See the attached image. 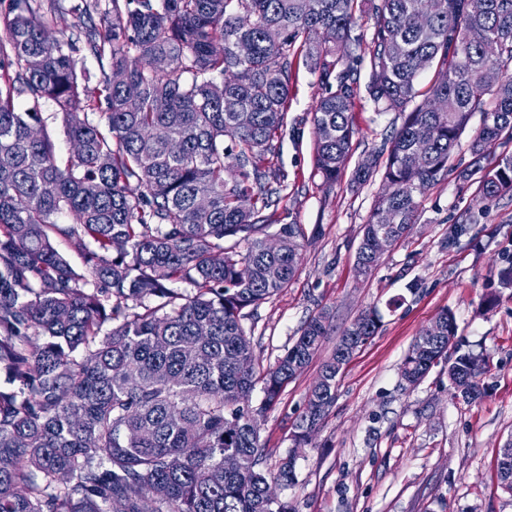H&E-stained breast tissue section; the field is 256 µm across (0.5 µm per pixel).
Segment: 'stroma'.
<instances>
[{
  "mask_svg": "<svg viewBox=\"0 0 512 512\" xmlns=\"http://www.w3.org/2000/svg\"><path fill=\"white\" fill-rule=\"evenodd\" d=\"M321 95L316 76L296 64L290 76L286 124L274 159L283 184L274 226L302 225L298 271L287 288L243 321L265 373L314 314L326 311L329 334L278 403L259 412L268 471L292 453L291 435L308 389L343 330L369 308L381 318L375 336L345 366L336 403L310 445L297 453V482L276 486L295 512H512V495L497 478L500 449L512 440V288L501 269L512 267V197L483 199L477 178L449 170L418 196V220L364 277L356 252L383 190L381 175L351 186L349 174L382 148L403 115L379 110L360 92L352 112L355 135L344 178L330 183L316 171L312 113ZM466 233L449 240L451 228ZM456 318L468 349L484 352L486 394L476 404L457 399L448 365L434 366L407 386L400 365L420 332L442 311Z\"/></svg>",
  "mask_w": 512,
  "mask_h": 512,
  "instance_id": "1",
  "label": "stroma"
}]
</instances>
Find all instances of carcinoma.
Instances as JSON below:
<instances>
[{"label":"carcinoma","mask_w":512,"mask_h":512,"mask_svg":"<svg viewBox=\"0 0 512 512\" xmlns=\"http://www.w3.org/2000/svg\"><path fill=\"white\" fill-rule=\"evenodd\" d=\"M363 6L106 0L102 22L82 30L85 50L110 67L89 89L74 40L46 37L37 0H0V368L9 383L0 389V512H294L267 498L242 319L287 287L299 263L296 252L265 249L263 214L281 188L272 160L293 60L302 56L324 89L313 112L316 167L334 182L354 136L361 43L352 30ZM370 19L367 93L404 121L352 175L363 184L384 168L359 276L372 271L379 235L396 242L416 223L417 194L447 172L487 97L492 107L460 177L481 174L486 199L512 193V152L490 157L512 143V0H380ZM242 41L247 57L237 53ZM156 56L168 58L165 70L152 67ZM432 68L437 78L420 85ZM45 99L76 147L64 164L42 124ZM61 213L72 222L57 223ZM57 235L84 255L87 274L72 271ZM227 238L246 242L245 252L224 247ZM173 281L195 293L176 292ZM91 282L100 292L87 291ZM378 328L369 309L343 331L308 391L293 447L308 445L334 406L336 363ZM31 329L42 345L30 346ZM327 334L325 313L309 318L265 373L262 408L276 404ZM430 334L409 350L401 379L417 384L444 359L461 400H480L488 357L463 349L447 311L421 331ZM498 477L512 494V458L499 456ZM276 480L295 483L293 458Z\"/></svg>","instance_id":"obj_1"}]
</instances>
